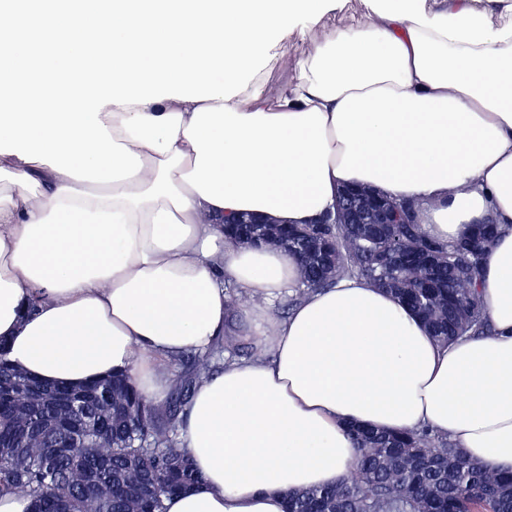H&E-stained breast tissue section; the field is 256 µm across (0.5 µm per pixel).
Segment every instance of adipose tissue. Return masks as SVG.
<instances>
[{
    "mask_svg": "<svg viewBox=\"0 0 512 512\" xmlns=\"http://www.w3.org/2000/svg\"><path fill=\"white\" fill-rule=\"evenodd\" d=\"M347 2L0 0L8 360L55 386L124 371L159 406L173 360L223 335L228 287L255 300L259 355L197 383L180 439L203 482L167 512H283L349 472L351 423L512 470V0H362L326 25ZM350 185L415 200L442 243L498 224L492 336L441 345L362 277L276 315L297 260L232 244L225 216L308 224Z\"/></svg>",
    "mask_w": 512,
    "mask_h": 512,
    "instance_id": "ef3b65f1",
    "label": "adipose tissue"
}]
</instances>
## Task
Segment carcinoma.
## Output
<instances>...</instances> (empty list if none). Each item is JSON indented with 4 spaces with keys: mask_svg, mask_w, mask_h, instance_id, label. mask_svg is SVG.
I'll return each instance as SVG.
<instances>
[{
    "mask_svg": "<svg viewBox=\"0 0 512 512\" xmlns=\"http://www.w3.org/2000/svg\"><path fill=\"white\" fill-rule=\"evenodd\" d=\"M392 204L397 224L255 223L242 215L224 225L242 245L283 247L301 267L292 302L337 281L362 276L393 294L446 344L492 334L478 279L495 238L494 224H477L457 248L430 238L418 223V203ZM406 249L437 257L415 266L391 258ZM175 375L174 402H188L194 384L210 374L203 355ZM61 390L17 370L0 340V495L31 500V512H102L99 490L110 489L109 512H166L170 496L202 481L188 453L171 437L173 410L145 400L125 373L79 389L67 408ZM352 470L332 486L288 494L286 512H512V471L470 459L427 429L352 428Z\"/></svg>",
    "mask_w": 512,
    "mask_h": 512,
    "instance_id": "carcinoma-1",
    "label": "carcinoma"
}]
</instances>
